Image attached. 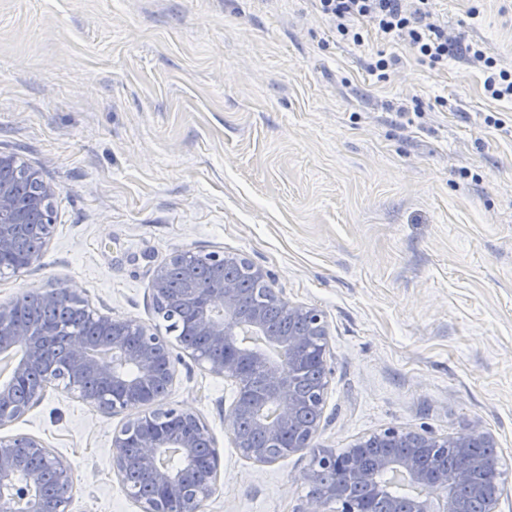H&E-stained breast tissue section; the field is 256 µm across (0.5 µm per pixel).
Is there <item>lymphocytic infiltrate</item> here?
<instances>
[{"label": "lymphocytic infiltrate", "mask_w": 512, "mask_h": 512, "mask_svg": "<svg viewBox=\"0 0 512 512\" xmlns=\"http://www.w3.org/2000/svg\"><path fill=\"white\" fill-rule=\"evenodd\" d=\"M319 13L334 26L341 40L362 43L360 23H367L384 39L405 42L431 65L447 64L457 48L470 63L481 67L485 93L496 101H512V72L497 68L476 44L459 45L436 17L433 0H315Z\"/></svg>", "instance_id": "lymphocytic-infiltrate-1"}]
</instances>
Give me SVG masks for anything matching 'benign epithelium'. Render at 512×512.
Returning a JSON list of instances; mask_svg holds the SVG:
<instances>
[{
  "label": "benign epithelium",
  "mask_w": 512,
  "mask_h": 512,
  "mask_svg": "<svg viewBox=\"0 0 512 512\" xmlns=\"http://www.w3.org/2000/svg\"><path fill=\"white\" fill-rule=\"evenodd\" d=\"M57 188L45 182L36 170H18L16 159L0 154V254L14 251L32 215L40 218V239L50 240L54 227L52 200ZM206 261L215 280L207 288H190L172 294L171 275L176 269L190 275ZM236 267L247 275L261 300L246 306L237 282L224 277ZM157 313L176 316L190 313L189 330L206 348L178 342L177 348L209 373L241 383L258 368L265 381L259 399L237 400L224 415L225 429L240 454L261 466L274 465L295 454L308 455L312 467L304 474L311 491L295 512H361L350 495L351 487L362 484L378 496L386 495L378 481L379 471L401 474L413 480L431 497L392 500L390 512H462L456 493L436 491L439 484L467 480L470 464L452 477L422 469V448H455L468 458L476 447L494 448L492 434L477 426L448 436L431 432L387 428L350 447L336 451L315 444L319 423L303 426L297 415L302 401L296 391L297 376L310 364L320 369L307 403L323 412L328 387V329L323 312L313 306L289 301L274 287L272 276L238 254H173L160 265L151 284ZM69 305L83 311L103 340L61 334L33 319L24 327L14 324L15 302L0 304V355L20 349L14 377L38 373L26 400L15 398L14 383L0 384V428L26 414L45 388L58 383L78 394L84 402L109 412L132 409L139 413L122 424L112 437V471L129 497L139 502L142 512H200L201 505L216 491L221 461L215 441L205 422L194 412L164 406L163 397L176 379V360L170 341L158 329L142 323L116 319L97 312L76 293L65 290ZM27 300L36 308L60 304L58 290L35 292ZM398 448L383 459L380 470H370L359 458L370 442ZM174 450L183 460L177 472L164 463ZM322 470L337 473L336 483L321 482ZM74 491V474L69 464L56 456L38 438L27 434L0 435V512H68ZM499 476L484 477L480 512H496L501 496Z\"/></svg>",
  "instance_id": "benign-epithelium-1"
}]
</instances>
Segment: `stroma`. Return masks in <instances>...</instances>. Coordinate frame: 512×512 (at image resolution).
<instances>
[{
    "mask_svg": "<svg viewBox=\"0 0 512 512\" xmlns=\"http://www.w3.org/2000/svg\"><path fill=\"white\" fill-rule=\"evenodd\" d=\"M434 9L512 71V0ZM380 51L398 59L382 78ZM482 82L460 54L434 67L371 31L341 41L314 0H0V154L57 189L53 235L0 275V303L69 288L161 329L158 266L240 254L325 315L318 445L479 426L512 512V102ZM236 389L186 357L165 400L221 456L202 512H294L310 459L241 457L224 429ZM127 418L52 385L0 431L67 461L69 512H142L112 472Z\"/></svg>",
    "mask_w": 512,
    "mask_h": 512,
    "instance_id": "stroma-1",
    "label": "stroma"
}]
</instances>
